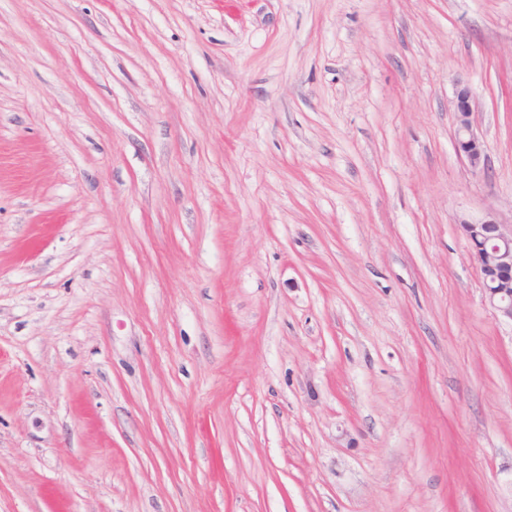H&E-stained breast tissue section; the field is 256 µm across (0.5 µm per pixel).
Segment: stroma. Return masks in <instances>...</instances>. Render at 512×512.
I'll return each instance as SVG.
<instances>
[{"label": "stroma", "mask_w": 512, "mask_h": 512, "mask_svg": "<svg viewBox=\"0 0 512 512\" xmlns=\"http://www.w3.org/2000/svg\"><path fill=\"white\" fill-rule=\"evenodd\" d=\"M463 215L512 0H0V512H512ZM472 102L470 87L457 81L453 101L454 112H456V150L471 169L480 171L485 167V144L471 124Z\"/></svg>", "instance_id": "stroma-1"}]
</instances>
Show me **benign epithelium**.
Here are the masks:
<instances>
[{"label": "benign epithelium", "mask_w": 512, "mask_h": 512, "mask_svg": "<svg viewBox=\"0 0 512 512\" xmlns=\"http://www.w3.org/2000/svg\"><path fill=\"white\" fill-rule=\"evenodd\" d=\"M472 102L470 87L456 82V150L471 169L480 171L485 167V144L471 124ZM457 223L473 250L485 302L499 318L512 323V225L501 224L493 216L478 221L461 216Z\"/></svg>", "instance_id": "benign-epithelium-1"}]
</instances>
